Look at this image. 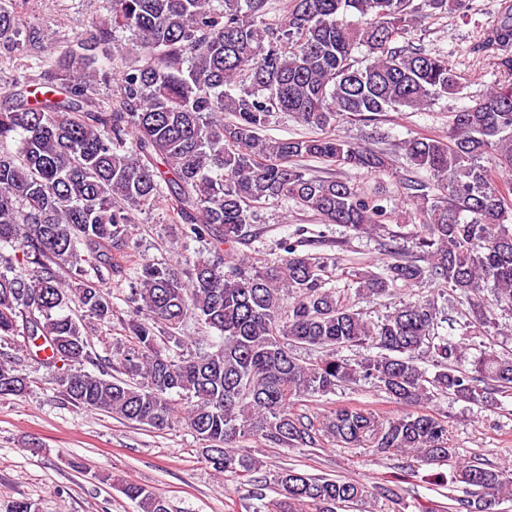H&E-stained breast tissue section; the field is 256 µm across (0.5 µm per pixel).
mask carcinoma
<instances>
[{"label":"carcinoma","mask_w":512,"mask_h":512,"mask_svg":"<svg viewBox=\"0 0 512 512\" xmlns=\"http://www.w3.org/2000/svg\"><path fill=\"white\" fill-rule=\"evenodd\" d=\"M264 2L112 0L108 20L56 47L25 29L17 0H0V57L43 63L0 82V343L21 336L29 358L63 362L52 383L78 409L154 430L186 426L224 475L263 467L238 452L245 437L271 448L368 442L383 455L449 462L448 426L422 406L444 394L498 404L512 392V357L485 352L466 368L459 346L438 332L448 316L433 297L401 300L372 321L352 296L430 281L466 305L470 329L512 314V0L479 46L504 79L453 113L448 138L416 134L398 145L432 178L398 180L421 216L422 254L408 260L384 245L379 271L345 272L353 294L326 287V262L291 244L275 259L239 246L271 200L376 233L387 215L380 196L298 162L389 166L384 151L336 134V121L416 112L454 93L460 76L447 57L415 45L414 31L425 9L445 14L458 0H284L277 18ZM360 45L363 61L354 56ZM116 55L125 65L114 83L107 65ZM280 114L320 134L261 136ZM161 204L208 256L132 259L136 216ZM129 278L125 340L103 357L92 336L114 319L105 284ZM189 320L223 341L188 352ZM424 346L431 376L415 359ZM354 348L377 353L341 355ZM300 350L317 357L306 361ZM19 362L0 351V397L27 392ZM361 380L406 411L343 403L316 421L299 411ZM272 486L279 498L268 502ZM121 492L138 512H171L135 482ZM368 493L359 482L281 468L253 479L250 499L255 512H338ZM505 498L512 476L476 457L448 480L454 512H493Z\"/></svg>","instance_id":"carcinoma-1"}]
</instances>
